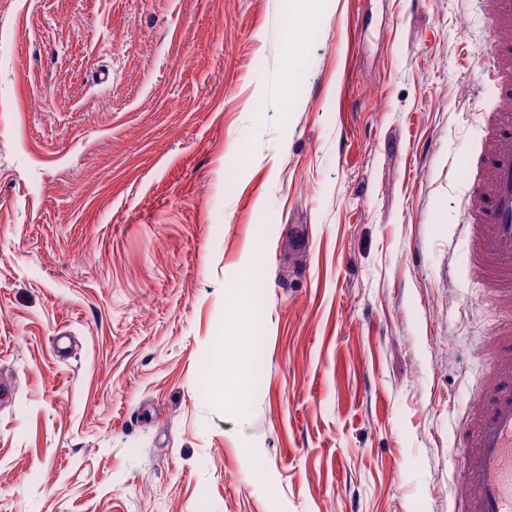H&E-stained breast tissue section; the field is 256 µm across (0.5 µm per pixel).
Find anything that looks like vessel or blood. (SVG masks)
Wrapping results in <instances>:
<instances>
[{
  "mask_svg": "<svg viewBox=\"0 0 512 512\" xmlns=\"http://www.w3.org/2000/svg\"><path fill=\"white\" fill-rule=\"evenodd\" d=\"M494 34L491 84L512 101V0H488ZM464 236L470 273L502 314L494 327L492 383L459 417L455 435L462 491L454 512H512V113H492L470 165Z\"/></svg>",
  "mask_w": 512,
  "mask_h": 512,
  "instance_id": "obj_1",
  "label": "vessel or blood"
}]
</instances>
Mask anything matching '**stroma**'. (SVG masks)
Returning a JSON list of instances; mask_svg holds the SVG:
<instances>
[{
    "mask_svg": "<svg viewBox=\"0 0 512 512\" xmlns=\"http://www.w3.org/2000/svg\"><path fill=\"white\" fill-rule=\"evenodd\" d=\"M490 39L482 0H0V512H452Z\"/></svg>",
    "mask_w": 512,
    "mask_h": 512,
    "instance_id": "obj_1",
    "label": "stroma"
}]
</instances>
